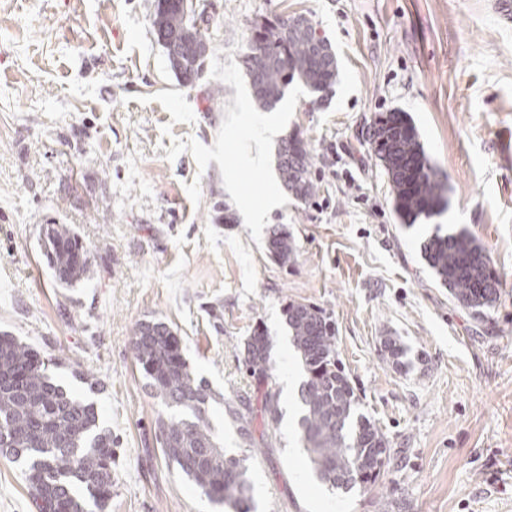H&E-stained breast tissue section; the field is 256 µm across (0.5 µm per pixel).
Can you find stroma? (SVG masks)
Segmentation results:
<instances>
[{
  "mask_svg": "<svg viewBox=\"0 0 512 512\" xmlns=\"http://www.w3.org/2000/svg\"><path fill=\"white\" fill-rule=\"evenodd\" d=\"M153 4L0 0V331L95 403L112 432L108 512H224L163 456L166 408L131 344L145 319L171 326L223 395L210 419L228 451L253 450L255 512H512V28L495 0H194L210 53L188 86L154 37ZM299 14L335 53L337 81L319 100L293 82L262 110L244 65L253 25ZM394 110L447 186V211L411 226L369 145L375 116ZM265 122L312 151L310 199L282 187L277 145L252 165ZM253 207L262 224L247 220ZM50 224L87 250L75 285L43 255ZM438 228L489 252L500 289L483 315L425 262ZM278 229L295 248L284 266L267 249ZM291 301L330 317L359 410L390 441L371 491L331 490L308 468L300 393L285 387L306 378ZM258 327L281 412L267 445L262 392L243 368ZM242 405L249 445L229 413ZM0 512H38L20 464L1 455Z\"/></svg>",
  "mask_w": 512,
  "mask_h": 512,
  "instance_id": "35a3bbf8",
  "label": "stroma"
}]
</instances>
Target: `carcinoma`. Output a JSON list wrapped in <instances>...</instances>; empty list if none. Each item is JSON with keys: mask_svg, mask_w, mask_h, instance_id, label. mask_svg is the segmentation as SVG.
<instances>
[{"mask_svg": "<svg viewBox=\"0 0 512 512\" xmlns=\"http://www.w3.org/2000/svg\"><path fill=\"white\" fill-rule=\"evenodd\" d=\"M153 24L175 75L191 84L204 66L210 46L185 16L178 0H155ZM252 95L263 110L273 109L297 80L313 94L326 92L337 79L335 56L316 39L310 20L293 26L278 17L252 29L244 59ZM372 148L394 194V211L412 226L448 205L444 182L425 154L415 127L404 112H381L373 125ZM313 157L297 137L281 140L277 169L284 188L297 200L315 189ZM268 251L286 263L294 247L288 234L273 233ZM45 256L57 280L71 286L87 272V250L66 226L52 229ZM423 257L451 297L480 314L497 299L499 280L486 251L465 231L435 234L423 243ZM293 345L307 380L300 399L303 413L297 435L315 476L334 490L363 492L391 464L389 440L376 423L357 412L358 398L336 351L332 324L322 310L292 301L285 307ZM132 345L136 364L151 394L169 413L156 420L161 450L184 479L225 512H253L247 458L224 448L209 406L220 397L197 378L183 357L172 327L143 320ZM271 338L255 329L247 342L246 369L264 389L266 437L278 428V396L269 388ZM0 453L24 466L28 492L52 512H105L112 498V433L98 426L88 404L55 383L39 352L8 332H0Z\"/></svg>", "mask_w": 512, "mask_h": 512, "instance_id": "cac0c4a2", "label": "carcinoma"}]
</instances>
